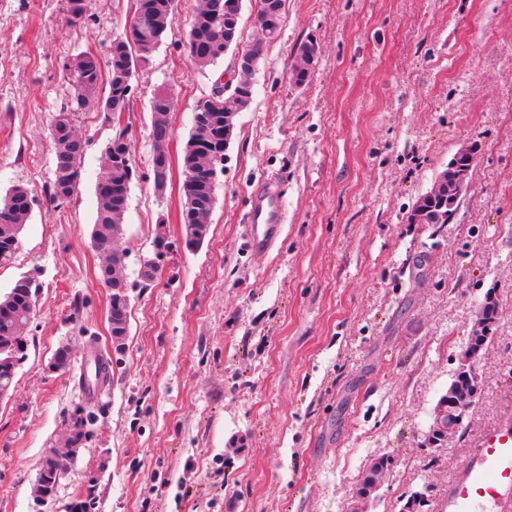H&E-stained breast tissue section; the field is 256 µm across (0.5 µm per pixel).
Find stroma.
<instances>
[{
    "instance_id": "1",
    "label": "stroma",
    "mask_w": 512,
    "mask_h": 512,
    "mask_svg": "<svg viewBox=\"0 0 512 512\" xmlns=\"http://www.w3.org/2000/svg\"><path fill=\"white\" fill-rule=\"evenodd\" d=\"M201 0H176L128 111L80 112L90 142L79 191L48 201L53 116L70 103L64 61L104 54L133 0H0V196L34 197L0 294L40 285L25 361L0 401V512H39L32 487L78 408L90 436L55 492L96 512H349L372 462L391 458L368 512H402L412 492L437 501L469 443L494 424L512 387V0H288L278 38L254 75L218 177L210 231L186 249L181 155L192 111L233 54L206 68L183 41ZM320 62L289 79L299 44ZM169 91L171 170L154 187L150 100ZM127 130L135 176L119 245L127 251L130 329L107 332L106 291L90 233L103 151ZM464 145L475 167L454 221L410 224L415 200ZM277 175L287 218L268 255L250 252L243 215ZM169 250L156 257L157 224ZM158 258L154 282L139 276ZM494 291L499 316L477 371L479 401L452 442L424 432ZM69 346L67 372L47 365ZM112 361L106 396L80 382L90 347Z\"/></svg>"
}]
</instances>
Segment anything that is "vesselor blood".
Wrapping results in <instances>:
<instances>
[{"instance_id": "1", "label": "vessel or blood", "mask_w": 512, "mask_h": 512, "mask_svg": "<svg viewBox=\"0 0 512 512\" xmlns=\"http://www.w3.org/2000/svg\"><path fill=\"white\" fill-rule=\"evenodd\" d=\"M285 213L279 180L270 176L251 201L245 236L257 254L271 250L281 235ZM438 512H512V395L504 399L503 418L473 441L448 481Z\"/></svg>"}]
</instances>
